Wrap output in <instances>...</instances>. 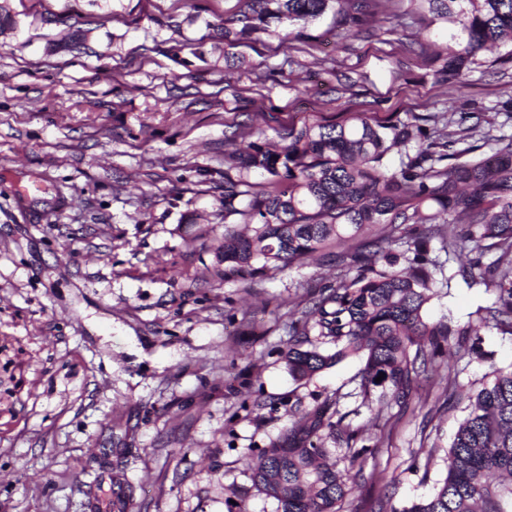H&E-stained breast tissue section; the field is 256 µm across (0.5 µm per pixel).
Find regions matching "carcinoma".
Returning a JSON list of instances; mask_svg holds the SVG:
<instances>
[{
  "instance_id": "cac0c4a2",
  "label": "carcinoma",
  "mask_w": 512,
  "mask_h": 512,
  "mask_svg": "<svg viewBox=\"0 0 512 512\" xmlns=\"http://www.w3.org/2000/svg\"><path fill=\"white\" fill-rule=\"evenodd\" d=\"M381 0H244L224 22V41L237 45L272 23L292 28L336 5L340 21L360 27ZM396 26L426 19L457 28L456 48L440 54L434 82L462 90L482 50L512 39V0H406ZM496 147L484 150L489 141ZM400 155L399 166L390 154ZM262 181L254 182L252 177ZM224 226L215 254L222 279L251 283L268 269L284 270L370 226L359 249L335 254L336 278L322 284L289 335H317L341 344L333 354L288 343L282 357L296 380H310L349 355H361L364 397L375 415L404 406L420 373L433 366L442 342L457 337L479 355L483 329L512 334V136L493 138L481 117L446 111L419 114L342 112L288 126L270 147L265 133L224 151ZM436 240L439 247L429 248ZM494 250L482 266L459 265L468 285L482 284L494 301L457 329L423 316L436 273L464 252ZM381 381H375L380 374ZM336 400L307 411L250 458V488L275 499L280 512H340L350 491V467L381 452L356 447L358 430L334 420ZM340 448L325 447L326 440ZM347 461L349 466H340ZM446 475L434 492L402 512H512V367L494 368L470 396L453 435Z\"/></svg>"
}]
</instances>
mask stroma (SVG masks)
<instances>
[{"mask_svg":"<svg viewBox=\"0 0 512 512\" xmlns=\"http://www.w3.org/2000/svg\"><path fill=\"white\" fill-rule=\"evenodd\" d=\"M242 0H0V512H277L252 492L246 460L334 397L366 445H380L341 512H399L445 475L468 393L512 366V335L482 331L481 358L440 359L403 414L374 419L361 357L307 381L281 353L308 286L336 273L312 257L252 289L215 276L224 239L225 137L340 112L499 108L512 67L479 54L465 90L435 85L426 54L451 45L436 24L377 37L303 24L306 50L273 24L234 47L224 22ZM204 58H196V51ZM361 81L345 88L337 71ZM47 193L15 187L31 181ZM449 263L428 322L462 326L490 306ZM123 449L125 465L114 451ZM395 480L389 501L378 496Z\"/></svg>","mask_w":512,"mask_h":512,"instance_id":"35a3bbf8","label":"stroma"}]
</instances>
